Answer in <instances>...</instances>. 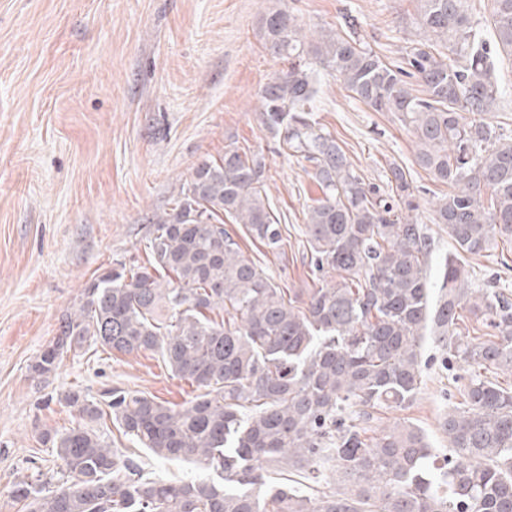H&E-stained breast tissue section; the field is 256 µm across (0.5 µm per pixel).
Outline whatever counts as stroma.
Returning a JSON list of instances; mask_svg holds the SVG:
<instances>
[{
    "label": "stroma",
    "mask_w": 512,
    "mask_h": 512,
    "mask_svg": "<svg viewBox=\"0 0 512 512\" xmlns=\"http://www.w3.org/2000/svg\"><path fill=\"white\" fill-rule=\"evenodd\" d=\"M274 7L307 32L354 18L360 40L394 63L415 30L416 0H0V512L19 510L17 477L59 479L41 435L74 426L60 403L70 389L98 399L120 387L177 406L196 396L152 352L91 350L64 358L46 378L30 366L101 266L145 260L153 219L173 207L203 160L230 144L265 156V190L287 244L278 256L253 240L246 247L280 287H317L301 229L320 191L309 163L288 155L258 112L261 87L286 67L265 48L264 18ZM312 120L367 183L386 187L390 164L408 169L419 189L414 218L437 253L452 251L447 228L431 221L437 186L391 113L354 101L325 74ZM460 259L476 283L512 287V245ZM421 361L417 399L382 412L381 422H413L443 456L439 421L459 399L462 370L443 369L427 340ZM99 431L147 477L201 473L156 459L111 421Z\"/></svg>",
    "instance_id": "1"
}]
</instances>
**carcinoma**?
Masks as SVG:
<instances>
[{"mask_svg":"<svg viewBox=\"0 0 512 512\" xmlns=\"http://www.w3.org/2000/svg\"><path fill=\"white\" fill-rule=\"evenodd\" d=\"M492 2L496 49L512 55V0ZM417 3L399 64L351 21L308 36L288 10L268 13V49L288 67L260 92L262 121L313 166L322 196L304 233L319 286L279 287L224 228L230 217L282 253L265 156L229 144L198 164L151 224L146 261L114 259L91 278L30 371L48 377L86 346L149 351L200 394L177 407L114 389L107 412L79 390L65 394L75 426L42 435L62 477L15 482L23 512H512V383L486 376L512 374V298L474 286L453 253L430 288L432 238L398 211L416 209L413 181L392 164L391 193L366 184L310 120L323 70L412 133L416 163L451 188L431 204L456 249L512 245V136L482 118L501 96L490 50L468 0ZM427 328L443 366L453 359L465 372L460 402L440 421L453 450L443 458L409 421L376 425L379 411L415 399ZM107 417L156 458L208 475L143 476L97 433Z\"/></svg>","mask_w":512,"mask_h":512,"instance_id":"carcinoma-1","label":"carcinoma"}]
</instances>
